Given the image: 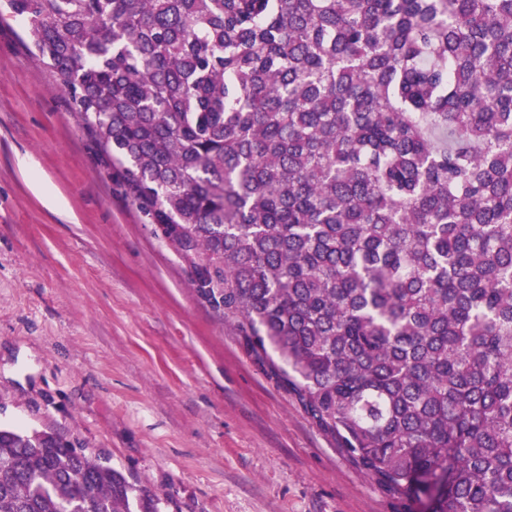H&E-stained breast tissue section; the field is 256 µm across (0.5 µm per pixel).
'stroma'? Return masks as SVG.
<instances>
[{"instance_id": "1", "label": "stroma", "mask_w": 512, "mask_h": 512, "mask_svg": "<svg viewBox=\"0 0 512 512\" xmlns=\"http://www.w3.org/2000/svg\"><path fill=\"white\" fill-rule=\"evenodd\" d=\"M25 42L0 22V426L78 438L162 512H429L367 477L197 296Z\"/></svg>"}]
</instances>
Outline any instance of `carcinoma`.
Instances as JSON below:
<instances>
[{
    "label": "carcinoma",
    "mask_w": 512,
    "mask_h": 512,
    "mask_svg": "<svg viewBox=\"0 0 512 512\" xmlns=\"http://www.w3.org/2000/svg\"><path fill=\"white\" fill-rule=\"evenodd\" d=\"M193 288L377 483L512 512V0H4ZM0 512H161L0 426Z\"/></svg>",
    "instance_id": "obj_1"
}]
</instances>
